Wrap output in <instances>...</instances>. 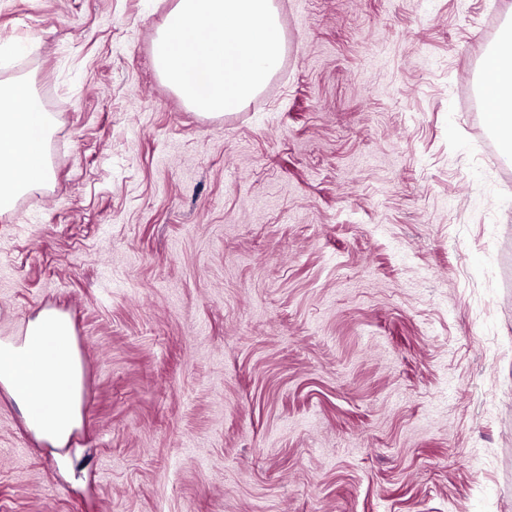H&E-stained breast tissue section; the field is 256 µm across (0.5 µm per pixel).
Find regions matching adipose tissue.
I'll use <instances>...</instances> for the list:
<instances>
[{
	"label": "adipose tissue",
	"mask_w": 512,
	"mask_h": 512,
	"mask_svg": "<svg viewBox=\"0 0 512 512\" xmlns=\"http://www.w3.org/2000/svg\"><path fill=\"white\" fill-rule=\"evenodd\" d=\"M498 103L486 121L512 154V45L503 44L484 63ZM55 117L31 82H0V213L29 192L52 186L48 145ZM84 363L70 318L53 308L39 311L17 338L0 339V388L19 408L38 440L62 447L81 424Z\"/></svg>",
	"instance_id": "obj_1"
}]
</instances>
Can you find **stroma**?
Masks as SVG:
<instances>
[{"mask_svg":"<svg viewBox=\"0 0 512 512\" xmlns=\"http://www.w3.org/2000/svg\"><path fill=\"white\" fill-rule=\"evenodd\" d=\"M286 48L207 117L175 0H0L56 126L0 214V338L71 319L82 424L0 389V512H512V155L483 58L512 0H275Z\"/></svg>","mask_w":512,"mask_h":512,"instance_id":"obj_1","label":"stroma"}]
</instances>
